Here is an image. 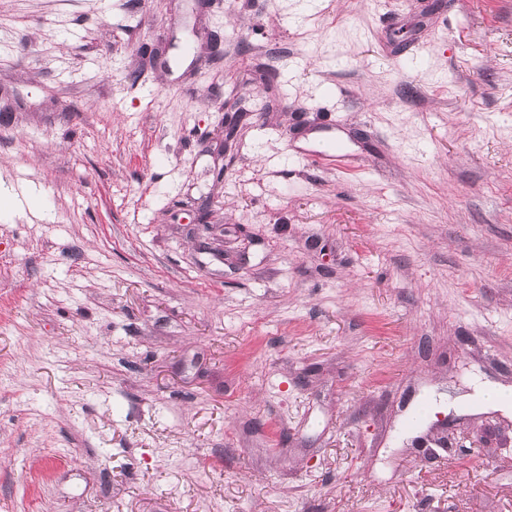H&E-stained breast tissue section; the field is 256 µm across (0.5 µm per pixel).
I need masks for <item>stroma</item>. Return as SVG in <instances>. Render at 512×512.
Wrapping results in <instances>:
<instances>
[{"label":"stroma","mask_w":512,"mask_h":512,"mask_svg":"<svg viewBox=\"0 0 512 512\" xmlns=\"http://www.w3.org/2000/svg\"><path fill=\"white\" fill-rule=\"evenodd\" d=\"M0 185V512H512V0H0Z\"/></svg>","instance_id":"obj_1"}]
</instances>
